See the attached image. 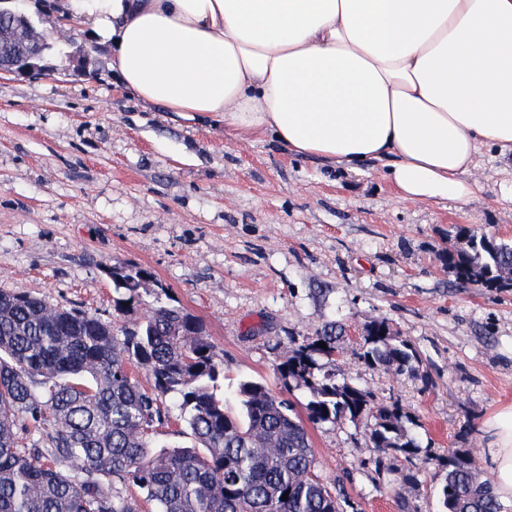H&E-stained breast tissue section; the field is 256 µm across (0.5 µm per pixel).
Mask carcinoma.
<instances>
[{
	"label": "carcinoma",
	"mask_w": 512,
	"mask_h": 512,
	"mask_svg": "<svg viewBox=\"0 0 512 512\" xmlns=\"http://www.w3.org/2000/svg\"><path fill=\"white\" fill-rule=\"evenodd\" d=\"M459 240L448 252L458 282L512 287V242L468 227ZM107 274L121 294L118 313L141 309L130 326L0 291V512H142L143 500L154 512H344L342 491L315 471L293 406L246 377L230 409L223 361L203 324L158 292L143 297L147 270L114 266ZM345 333L327 320L293 347L277 366L284 386L309 389V422L362 424L379 452L412 462L417 445L400 409L337 379ZM362 340L366 363L397 375L415 370V351L385 321L366 324ZM173 419L193 445L157 439L156 428ZM447 467L442 512H502L473 449L456 450Z\"/></svg>",
	"instance_id": "carcinoma-1"
}]
</instances>
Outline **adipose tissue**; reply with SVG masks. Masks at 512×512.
Segmentation results:
<instances>
[{
	"label": "adipose tissue",
	"instance_id": "obj_1",
	"mask_svg": "<svg viewBox=\"0 0 512 512\" xmlns=\"http://www.w3.org/2000/svg\"><path fill=\"white\" fill-rule=\"evenodd\" d=\"M72 22L142 101L348 168L410 202L469 201L483 143L512 149V0H82ZM512 504V406L487 422Z\"/></svg>",
	"mask_w": 512,
	"mask_h": 512
}]
</instances>
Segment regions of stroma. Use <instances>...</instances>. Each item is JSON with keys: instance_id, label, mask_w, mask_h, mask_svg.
Masks as SVG:
<instances>
[{"instance_id": "stroma-1", "label": "stroma", "mask_w": 512, "mask_h": 512, "mask_svg": "<svg viewBox=\"0 0 512 512\" xmlns=\"http://www.w3.org/2000/svg\"><path fill=\"white\" fill-rule=\"evenodd\" d=\"M57 2L30 7H46L59 44L87 48L84 68L53 55L39 77L0 73V290L129 324L107 271L144 267L203 323L225 388L258 378L300 413L310 393L283 386L281 357L341 321L337 376L397 405L418 448L382 456L363 426L311 424L317 474L346 512H440L449 456L488 464L486 422L512 405V288L462 285L448 267L454 226L512 240V151L481 147L469 202L410 203L381 161L350 170L137 100L108 46L70 39ZM374 320L412 345L413 374L362 359L356 332Z\"/></svg>"}]
</instances>
